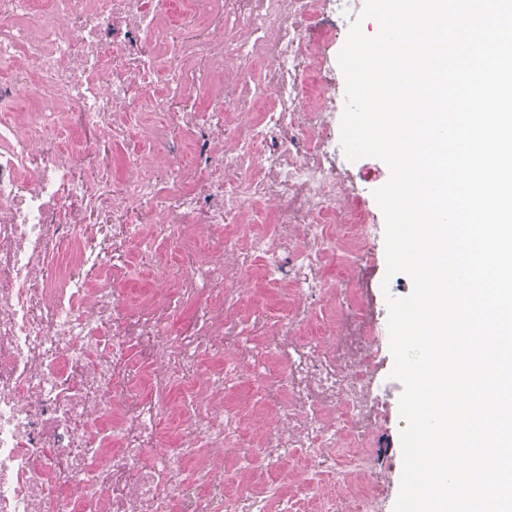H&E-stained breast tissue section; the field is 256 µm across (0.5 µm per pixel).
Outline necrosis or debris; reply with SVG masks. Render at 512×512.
<instances>
[{
    "mask_svg": "<svg viewBox=\"0 0 512 512\" xmlns=\"http://www.w3.org/2000/svg\"><path fill=\"white\" fill-rule=\"evenodd\" d=\"M355 8L0 0V512H381L377 226L329 94Z\"/></svg>",
    "mask_w": 512,
    "mask_h": 512,
    "instance_id": "4bbe7bcc",
    "label": "necrosis or debris"
}]
</instances>
